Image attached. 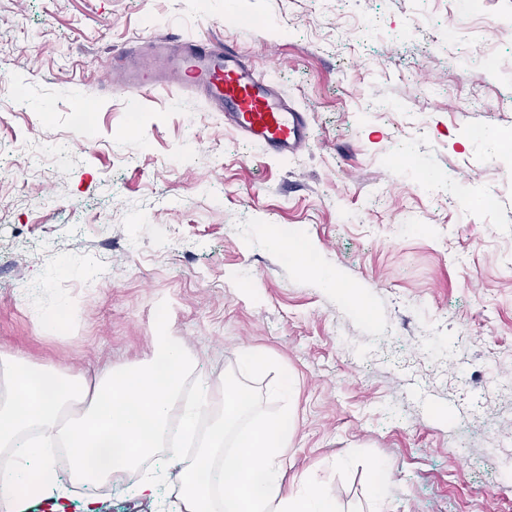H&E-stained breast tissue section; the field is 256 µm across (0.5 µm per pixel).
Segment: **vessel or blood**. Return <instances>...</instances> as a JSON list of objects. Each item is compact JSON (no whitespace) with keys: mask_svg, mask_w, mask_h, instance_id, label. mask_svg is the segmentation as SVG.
<instances>
[{"mask_svg":"<svg viewBox=\"0 0 512 512\" xmlns=\"http://www.w3.org/2000/svg\"><path fill=\"white\" fill-rule=\"evenodd\" d=\"M108 80L143 94L159 87L192 91L269 154L287 156L307 145L305 112L234 45L218 46L205 36L154 38L141 54L114 57Z\"/></svg>","mask_w":512,"mask_h":512,"instance_id":"1","label":"vessel or blood"}]
</instances>
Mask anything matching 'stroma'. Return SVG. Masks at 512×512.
Here are the masks:
<instances>
[{"mask_svg":"<svg viewBox=\"0 0 512 512\" xmlns=\"http://www.w3.org/2000/svg\"><path fill=\"white\" fill-rule=\"evenodd\" d=\"M169 34L236 44L305 112L306 148L272 157L196 96L106 84L113 55ZM503 132L512 0H0V357L147 363L164 300L203 386L249 349L293 379L285 487L317 475L342 512H512ZM90 495L177 512L132 482L51 486L27 512ZM271 239L273 243L276 244L278 249L290 255L297 265L303 267L314 266L312 255L307 249L303 248L302 246H297L295 243L290 242L289 240L282 238L277 234H272Z\"/></svg>","mask_w":512,"mask_h":512,"instance_id":"1","label":"stroma"}]
</instances>
